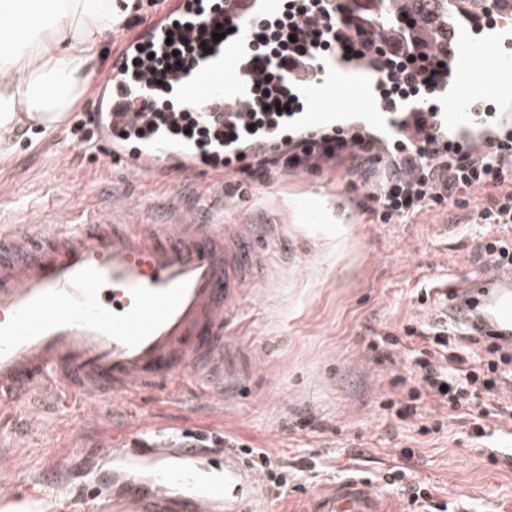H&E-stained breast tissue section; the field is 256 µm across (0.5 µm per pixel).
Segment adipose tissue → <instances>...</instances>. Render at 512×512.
<instances>
[{"label":"adipose tissue","instance_id":"obj_1","mask_svg":"<svg viewBox=\"0 0 512 512\" xmlns=\"http://www.w3.org/2000/svg\"><path fill=\"white\" fill-rule=\"evenodd\" d=\"M134 0H0V156L27 125L51 129L84 97L97 50Z\"/></svg>","mask_w":512,"mask_h":512}]
</instances>
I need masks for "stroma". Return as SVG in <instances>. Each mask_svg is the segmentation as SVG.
Listing matches in <instances>:
<instances>
[{
  "instance_id": "35a3bbf8",
  "label": "stroma",
  "mask_w": 512,
  "mask_h": 512,
  "mask_svg": "<svg viewBox=\"0 0 512 512\" xmlns=\"http://www.w3.org/2000/svg\"><path fill=\"white\" fill-rule=\"evenodd\" d=\"M138 3L127 23L103 40L102 68L127 39L176 8V0ZM99 96L90 87L60 129L0 161V216L19 220L40 210L104 204L122 172L90 121ZM348 180L332 166L292 172L272 186L240 184L229 194L223 174L208 168L191 175L178 194L181 206L207 198L218 207L230 204L228 223L239 212H272L293 240L292 253L270 250L264 287L242 301L224 339L238 377L224 388L223 415L194 420L177 401L114 413L92 398L64 395L46 408L49 427H26L19 409L5 416L0 448L12 449L13 464L29 472L52 462L63 466L68 480L89 494V512H112V492L101 486L112 463L87 449L102 425L173 448L191 426L265 449L287 464L288 488L281 499L263 497L259 512H316L320 494L351 480L380 486L379 512H408L417 479L446 512H512V442L505 438L512 416L485 417L489 434L478 441L461 417L468 404L453 409L430 399L421 415L403 412L417 386L408 377L407 350L421 344L405 338V326L435 323L443 288L479 273L481 244L512 240V226L471 223L470 209L456 207L407 224H374L358 206L362 191L347 189ZM127 191L135 219H163L157 203L171 191L167 181L131 184ZM313 201L324 216L309 223L304 213ZM386 332L402 338V346L382 344ZM148 412L157 422L141 427ZM397 469L404 479L386 484Z\"/></svg>"
}]
</instances>
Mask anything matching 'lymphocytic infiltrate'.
Returning <instances> with one entry per match:
<instances>
[{
  "mask_svg": "<svg viewBox=\"0 0 512 512\" xmlns=\"http://www.w3.org/2000/svg\"><path fill=\"white\" fill-rule=\"evenodd\" d=\"M320 3L288 0L280 18L246 22V42L256 51L254 60L261 74L247 116L227 115L219 126L190 108L169 121L173 134L195 141L205 165L238 181L266 183L300 169L344 167L360 177L365 189L361 206L378 224H403L422 211L448 205L474 206L478 224H512V136L489 141L484 152L473 154L464 134L450 135L428 125L418 112L402 118V134L385 141L361 130L322 136L313 132L275 150L263 146L250 154L238 151L242 141L262 135L302 109L300 92L285 77L288 61L318 63L330 54L344 60L375 50L379 55L377 90L392 108L403 100L430 97L439 83L448 80L447 47H431L406 31L399 51H386L370 28L353 23L343 6L324 13V20L306 23V16L320 12ZM194 50L193 42L175 35L163 48L146 46L143 56L127 66L132 80L142 67L150 68L154 84L144 107L158 121H167L171 78L192 59ZM477 191L485 194L479 205L472 202ZM407 333L426 342L413 364L412 374L422 383L421 389L410 392L415 401L426 389L453 404L465 396L475 406H484L497 385L480 380L478 363L492 368L512 358L483 337L466 336L443 325L411 326Z\"/></svg>",
  "mask_w": 512,
  "mask_h": 512,
  "instance_id": "obj_1",
  "label": "lymphocytic infiltrate"
}]
</instances>
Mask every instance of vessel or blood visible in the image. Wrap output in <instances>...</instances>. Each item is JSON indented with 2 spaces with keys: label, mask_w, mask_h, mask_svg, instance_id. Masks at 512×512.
<instances>
[{
  "label": "vessel or blood",
  "mask_w": 512,
  "mask_h": 512,
  "mask_svg": "<svg viewBox=\"0 0 512 512\" xmlns=\"http://www.w3.org/2000/svg\"><path fill=\"white\" fill-rule=\"evenodd\" d=\"M411 0H386L385 15L375 24L387 43L392 22ZM430 11L450 18L449 61L454 83L439 87L436 123L442 129H467L496 120L512 105V56H490L500 41L512 40V27L496 25L483 38L474 31L481 9L455 15L453 0H430ZM224 13L197 14L195 0H181L178 22L161 24L155 42L171 31L195 36L200 24L216 26L224 16L239 19L271 16L279 0H226ZM486 72L495 109L481 113L472 106L473 89L461 76ZM120 67L104 72L101 83L114 84L108 125L124 129L137 110L128 88L115 84ZM287 77L305 97L299 122L336 123L337 92L363 104L359 121L376 123L368 111L375 88L343 87L310 64L295 62ZM259 73L242 43L210 41L196 52L192 66L178 72L175 93L184 100L204 94V117L223 110L248 111ZM196 161L194 151L171 138L147 141L125 167L145 179L174 173L171 156ZM126 196L112 194L106 210L73 214H38L20 223L0 225V410L51 401L60 392L97 395L129 402L146 394L170 400L193 394L195 413L224 410V322L263 279L262 245L284 246L283 225L256 212L238 214L226 224L204 209H181L160 223L128 221ZM448 323L473 329L489 342L512 346V264L499 262L453 289L442 310ZM94 447L109 449L113 461L129 466L157 461L152 478L157 492L177 490V504L159 508L130 480L120 484L113 506L123 512H252L261 480L234 449L224 451L223 470L198 471L193 461L200 448L173 450L157 444L127 446L111 431L100 432ZM21 484L29 498L48 496L75 503L79 492L50 480L47 471L0 476V495ZM377 486L353 481L337 484L322 500L321 512H375Z\"/></svg>",
  "instance_id": "vessel-or-blood-1"
}]
</instances>
